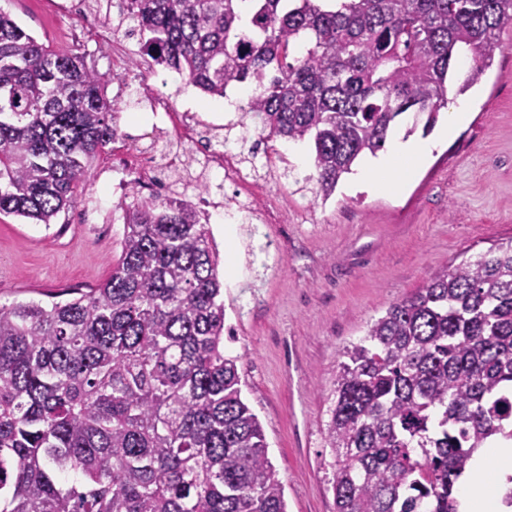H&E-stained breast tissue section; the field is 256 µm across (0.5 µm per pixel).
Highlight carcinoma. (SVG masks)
Wrapping results in <instances>:
<instances>
[{
	"mask_svg": "<svg viewBox=\"0 0 512 512\" xmlns=\"http://www.w3.org/2000/svg\"><path fill=\"white\" fill-rule=\"evenodd\" d=\"M140 54L210 97L256 82L241 154L313 142L327 200L405 113L430 131L492 65L512 0H128ZM0 13V214L51 224L117 136L122 75ZM218 252L172 191L126 206L109 278L0 304V512H286L224 352ZM325 428L336 512H458L477 449L512 440V242L436 272L345 347Z\"/></svg>",
	"mask_w": 512,
	"mask_h": 512,
	"instance_id": "obj_1",
	"label": "carcinoma"
}]
</instances>
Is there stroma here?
Instances as JSON below:
<instances>
[{
    "label": "stroma",
    "mask_w": 512,
    "mask_h": 512,
    "mask_svg": "<svg viewBox=\"0 0 512 512\" xmlns=\"http://www.w3.org/2000/svg\"><path fill=\"white\" fill-rule=\"evenodd\" d=\"M0 12L38 42L87 53L100 71L111 70L112 53L94 36L112 32L106 10L92 8L87 21L68 14L66 0H0ZM499 42L482 81L464 96L449 94V105L469 106L451 137L414 127L409 114L397 121L396 130L434 142L398 189L349 175L328 201L314 200L299 187L315 174L312 154L280 140L251 177L252 221L235 210L212 214L218 249L235 255L220 272L234 331L224 348L239 359L243 396L263 428L287 512H336L324 429L343 348L436 271L512 241V29ZM138 51V41L128 40L127 56L138 57V71L151 74L175 108L220 124L237 119L223 99L183 90L181 75ZM107 95L120 132L149 146L152 115L137 93H121L114 82ZM123 155L120 141L102 148L89 187L53 224L0 215V302L64 300L109 276L124 223L112 162Z\"/></svg>",
    "instance_id": "stroma-1"
}]
</instances>
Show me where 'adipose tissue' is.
Returning a JSON list of instances; mask_svg holds the SVG:
<instances>
[{"label": "adipose tissue", "mask_w": 512, "mask_h": 512, "mask_svg": "<svg viewBox=\"0 0 512 512\" xmlns=\"http://www.w3.org/2000/svg\"><path fill=\"white\" fill-rule=\"evenodd\" d=\"M430 141L410 137L393 141L385 156L367 161L359 176L372 184L394 187L398 177L412 175L428 158ZM470 481L458 494L459 512H504L502 498L512 484V442H497L474 454Z\"/></svg>", "instance_id": "adipose-tissue-1"}]
</instances>
